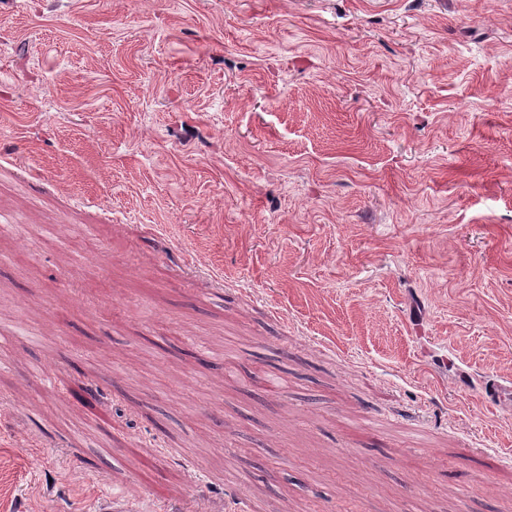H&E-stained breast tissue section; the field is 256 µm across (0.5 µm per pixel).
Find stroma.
Instances as JSON below:
<instances>
[{
    "label": "stroma",
    "mask_w": 512,
    "mask_h": 512,
    "mask_svg": "<svg viewBox=\"0 0 512 512\" xmlns=\"http://www.w3.org/2000/svg\"><path fill=\"white\" fill-rule=\"evenodd\" d=\"M1 222L0 512H512V0H0Z\"/></svg>",
    "instance_id": "stroma-1"
}]
</instances>
